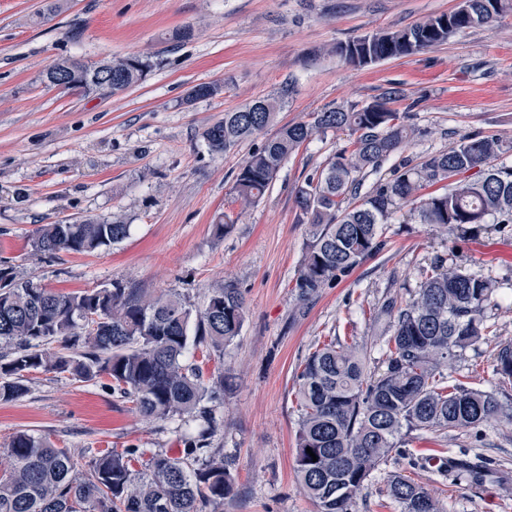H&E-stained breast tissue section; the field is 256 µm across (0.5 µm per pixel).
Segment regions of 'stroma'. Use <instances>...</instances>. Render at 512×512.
<instances>
[{
	"mask_svg": "<svg viewBox=\"0 0 512 512\" xmlns=\"http://www.w3.org/2000/svg\"><path fill=\"white\" fill-rule=\"evenodd\" d=\"M44 4L0 0V267L52 290L120 281L175 291L195 305L217 284H239L247 307L241 333L222 360L204 367L230 382L211 437L235 478L223 512H314L294 474L299 366L334 338L356 345L367 369L380 367L388 321L378 308L390 297L413 301L435 258L452 256L498 285L485 311L491 334L461 351L450 370L468 387H496L493 356L512 341V235L488 224L455 239L420 223L406 204L389 218L379 253L302 302L296 279L310 236L296 220L295 189L349 148L348 134L316 135L284 162L262 199L244 207L234 177L273 129L225 154L210 152L203 132L288 83L281 125L339 105L361 107L399 83L406 98L396 108L410 113L417 134L365 185L467 134L512 140V13L437 49L358 67L325 48L451 11L457 0H62L42 23ZM187 25L192 37L175 39ZM64 56L92 63L140 56L155 66L123 93L82 95L43 81ZM201 83L222 90L185 102ZM116 216L130 236L105 251L50 258L31 249L40 225ZM223 218L231 229L220 237L215 225ZM29 388L20 400L0 402V463L20 430L75 454L135 447L176 456L183 448L176 422L140 416L105 381L35 374ZM405 448L408 457L367 481L352 512H401L385 491L391 472L427 487L441 512H512V425L415 432ZM462 454L487 463L483 483L439 477L441 461Z\"/></svg>",
	"mask_w": 512,
	"mask_h": 512,
	"instance_id": "stroma-1",
	"label": "stroma"
}]
</instances>
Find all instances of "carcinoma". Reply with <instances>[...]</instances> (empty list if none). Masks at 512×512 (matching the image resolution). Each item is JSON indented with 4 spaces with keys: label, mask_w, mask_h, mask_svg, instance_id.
<instances>
[{
    "label": "carcinoma",
    "mask_w": 512,
    "mask_h": 512,
    "mask_svg": "<svg viewBox=\"0 0 512 512\" xmlns=\"http://www.w3.org/2000/svg\"><path fill=\"white\" fill-rule=\"evenodd\" d=\"M463 2L460 10L339 42L329 53L364 67L440 47L458 33L512 13V0ZM107 63L113 95L152 69L147 57ZM85 66L83 59L66 56L44 77L70 76L72 90L101 91L78 74ZM289 91L224 113L203 132L209 149L230 152L261 133L275 122ZM218 92V86L201 83L186 101ZM405 98L404 88L394 83L359 109L330 108L309 121L285 124L239 168L233 192L250 205L314 135L339 130L353 137L352 150L336 153L295 189L296 207L312 236L296 281L301 300L380 252L384 224L407 203L414 204L421 223L450 228L462 237L490 222L499 233L512 232V166L497 164L512 152V142L495 135H465L416 165L399 164L361 192L365 173L378 171L417 132L408 113L392 108ZM442 182L444 192L419 195ZM129 232L130 225L119 219L43 224L31 247L39 256L93 254L123 242ZM0 271L11 283L0 288L1 402L25 397L33 374L79 382L106 378L113 393L148 419L204 424L195 434H183L179 457L162 450L146 457L135 447L104 448L83 464L70 450L19 431L7 448L9 469L0 473V512H217L233 487L223 449L210 447L224 377L206 375L203 364L223 357L224 346L241 333L245 300L238 285L229 281L209 289L195 307L178 293L155 295L119 281L64 293L19 278L9 267ZM494 292L493 280L438 257L422 270L417 298L403 307L393 299L383 305L393 333L380 371L367 372L356 346L332 339L309 353L297 375L295 474L315 512H352L370 476L389 457L403 454L402 443L414 432L446 434L493 421L512 423V406L499 399L497 390L468 387L448 373L456 353L489 332L485 310ZM493 372L500 385H512V343L497 351ZM439 470L478 483L486 465L448 458ZM386 492L402 512H440L427 488L400 473L387 478Z\"/></svg>",
    "instance_id": "obj_1"
}]
</instances>
